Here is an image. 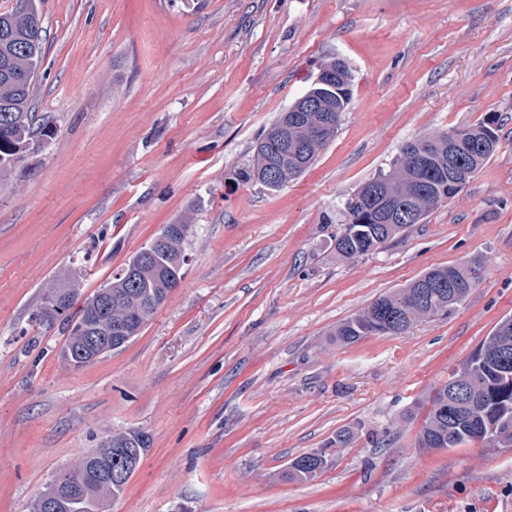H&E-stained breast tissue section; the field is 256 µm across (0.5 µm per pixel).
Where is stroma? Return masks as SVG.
<instances>
[{"instance_id":"obj_1","label":"stroma","mask_w":512,"mask_h":512,"mask_svg":"<svg viewBox=\"0 0 512 512\" xmlns=\"http://www.w3.org/2000/svg\"><path fill=\"white\" fill-rule=\"evenodd\" d=\"M42 18L56 134L0 176V512L133 428L152 444L110 512H512V447L415 446L434 389L512 317V0H44ZM336 56L352 101L312 167L278 190L233 180ZM491 114L499 147L448 204L337 255L349 199L406 142ZM181 217L179 287L140 336L69 366L63 325L29 319L41 290L90 297ZM472 260L483 279L451 311L331 342L379 296ZM346 427L321 473L286 479Z\"/></svg>"}]
</instances>
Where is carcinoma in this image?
<instances>
[{"mask_svg": "<svg viewBox=\"0 0 512 512\" xmlns=\"http://www.w3.org/2000/svg\"><path fill=\"white\" fill-rule=\"evenodd\" d=\"M19 8L0 14V176L11 172L31 149L34 140L53 138L55 129L36 112L34 84L44 52V27L38 0H28L27 23L17 21ZM324 78L312 82L265 128L254 147L252 162L233 171L235 180L259 182L279 189L299 178L316 160L319 150L335 135L352 97L350 68L336 69V60L321 64ZM323 103L338 111L330 124L322 113L304 112L306 103ZM492 121L453 128L407 142L391 169L358 189L364 207L348 210L347 221L334 237L336 253L359 258L386 247L399 234L420 224L435 208L446 205L466 182L451 179L449 166L475 175L499 147ZM423 148V172L416 173L408 150ZM412 212V219L396 224L379 221L378 204ZM190 224L181 218L163 225L158 236L134 252L112 280L87 298L76 316L66 319L69 334L61 350L64 360L79 368L113 351L116 343L138 336L179 286L186 265L185 241ZM476 261L436 266L405 287L376 298L365 310L339 323L332 332L338 345L354 344L369 336H398L409 329L405 308L418 306L419 319L462 304L478 284ZM77 299V289L52 283L43 289L31 318L51 326ZM468 442L492 447L512 446V317L500 321L433 395L417 436L427 450L455 448ZM150 435L130 429L112 433L93 451L63 468L72 485L65 489L50 481L37 495L30 512H109L124 493L139 466ZM326 449L294 459L288 478L304 480Z\"/></svg>", "mask_w": 512, "mask_h": 512, "instance_id": "carcinoma-1", "label": "carcinoma"}]
</instances>
